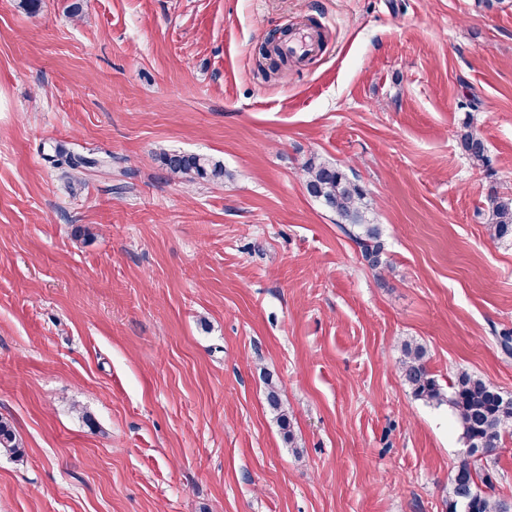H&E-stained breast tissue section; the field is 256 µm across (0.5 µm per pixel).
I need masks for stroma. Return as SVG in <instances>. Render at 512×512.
I'll return each instance as SVG.
<instances>
[{
	"mask_svg": "<svg viewBox=\"0 0 512 512\" xmlns=\"http://www.w3.org/2000/svg\"><path fill=\"white\" fill-rule=\"evenodd\" d=\"M70 3L0 0V417L24 450L0 512H448L466 446L399 343L512 396V241L485 231L512 194V0ZM312 21V60L264 78L259 46ZM56 151L108 165L71 179ZM313 157L355 170L381 267L307 194ZM460 146L474 167L487 166L489 162L487 146L481 134L471 124H466L460 134ZM159 160L171 178L181 182H205L212 185L224 183V164L206 154L163 150ZM267 400L271 409L277 413V422L279 423L281 429L284 430V434L287 437L288 442H293L294 437L290 429V420L288 417V413L282 410L281 408L278 389L275 383H268Z\"/></svg>",
	"mask_w": 512,
	"mask_h": 512,
	"instance_id": "obj_1",
	"label": "stroma"
}]
</instances>
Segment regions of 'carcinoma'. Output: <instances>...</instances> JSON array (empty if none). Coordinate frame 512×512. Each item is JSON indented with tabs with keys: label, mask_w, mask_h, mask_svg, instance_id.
<instances>
[{
	"label": "carcinoma",
	"mask_w": 512,
	"mask_h": 512,
	"mask_svg": "<svg viewBox=\"0 0 512 512\" xmlns=\"http://www.w3.org/2000/svg\"><path fill=\"white\" fill-rule=\"evenodd\" d=\"M261 54L275 55L278 62L274 71L285 74L297 62L293 56L278 52V42L267 40ZM460 146L473 166L481 168L489 162L487 146L481 134L470 124L460 134ZM159 160L171 178L188 184L205 182L224 184V164L206 154L162 151ZM65 164L72 171L102 167L106 161L82 155L66 157ZM302 179L309 196L336 212L342 222L357 231L351 233L363 259L373 269L380 267L384 252L380 225L366 219V192L346 170L315 158L302 167ZM485 230L496 241L512 240V196L494 194L489 198V216ZM401 357L398 369L412 394L428 403L448 404L452 415L462 429L467 445V457L459 461L450 481L449 512H512V505L488 492L493 482L483 459L492 455L503 437L512 434V396H506L491 384L466 371L458 372L443 391L430 373L427 349L415 340L400 343ZM267 400L276 412V419L288 441H293L288 413L282 410L275 383H268ZM0 451L15 458L23 456L11 425L0 418Z\"/></svg>",
	"instance_id": "carcinoma-1"
}]
</instances>
